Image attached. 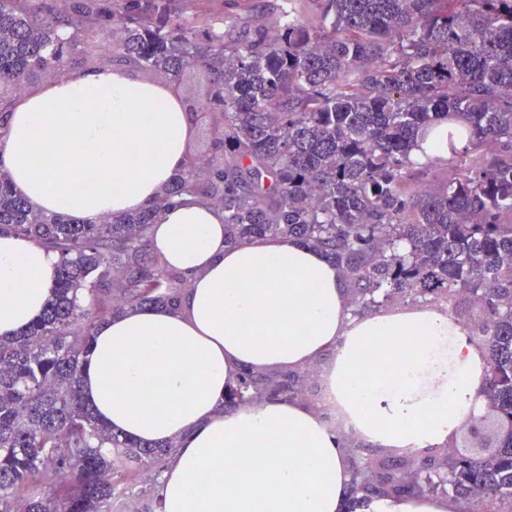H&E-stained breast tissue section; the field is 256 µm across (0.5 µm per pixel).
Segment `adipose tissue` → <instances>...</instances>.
Instances as JSON below:
<instances>
[{"label":"adipose tissue","instance_id":"ef3b65f1","mask_svg":"<svg viewBox=\"0 0 512 512\" xmlns=\"http://www.w3.org/2000/svg\"><path fill=\"white\" fill-rule=\"evenodd\" d=\"M0 124V170L39 210L99 222L151 209L186 166L194 122L177 88L115 66L65 72L15 100ZM150 245L189 281L178 308L102 324L82 374L100 421L131 438L173 440L163 512H341L354 438L422 453L485 413L486 350L442 306L352 317L344 279L299 241L224 242L223 210L161 211ZM56 255L0 234V335L42 311ZM318 367L321 402L222 409L243 367Z\"/></svg>","mask_w":512,"mask_h":512}]
</instances>
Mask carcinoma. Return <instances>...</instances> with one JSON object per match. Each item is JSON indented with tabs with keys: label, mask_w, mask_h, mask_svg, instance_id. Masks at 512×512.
<instances>
[{
	"label": "carcinoma",
	"mask_w": 512,
	"mask_h": 512,
	"mask_svg": "<svg viewBox=\"0 0 512 512\" xmlns=\"http://www.w3.org/2000/svg\"><path fill=\"white\" fill-rule=\"evenodd\" d=\"M274 32L226 21L199 37L173 0H0V106L36 74L64 72L84 38L112 35L85 61L178 82L207 73L199 102L210 149L163 188L157 209L97 224L33 208L0 171V233L57 255L43 313L0 338V512H111L116 464L160 474L174 442L138 441L102 423L81 374L101 324L130 308H176L186 279L151 252L157 210L176 200L224 210V243L293 238L342 272L350 312L460 298L487 350L483 391L494 447L427 454L345 439L344 512L374 499L449 497L470 512H512V0H280ZM70 31L62 40L58 29ZM442 188L415 193L411 152L444 123ZM466 140L463 147L454 139ZM90 293L81 308L78 292ZM315 369H244L236 408L319 401ZM63 486L41 492L46 476Z\"/></svg>",
	"instance_id": "carcinoma-1"
}]
</instances>
